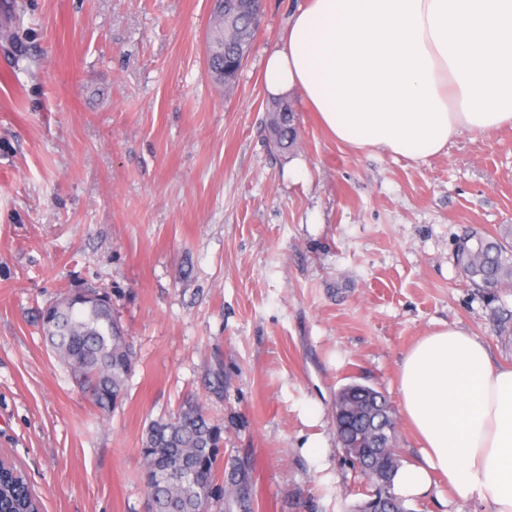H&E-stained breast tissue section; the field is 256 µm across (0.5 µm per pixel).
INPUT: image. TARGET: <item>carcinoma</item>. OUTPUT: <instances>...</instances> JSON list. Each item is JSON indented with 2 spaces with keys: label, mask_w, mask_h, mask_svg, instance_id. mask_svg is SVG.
I'll list each match as a JSON object with an SVG mask.
<instances>
[{
  "label": "carcinoma",
  "mask_w": 512,
  "mask_h": 512,
  "mask_svg": "<svg viewBox=\"0 0 512 512\" xmlns=\"http://www.w3.org/2000/svg\"><path fill=\"white\" fill-rule=\"evenodd\" d=\"M255 0H232L224 13H211L208 37V70L226 86L234 84L238 71L227 72V62L250 53L256 32ZM276 143L284 148L294 144L297 129L288 105L276 107ZM457 267L463 277L481 288L489 303L512 290V224H501L493 232L468 229L455 247ZM502 336H512V311L504 305L494 308ZM44 341L52 354L69 371L77 386L92 397L103 414L119 407L125 399V382L135 367V356L121 324L112 316L110 294L99 288H77L49 304L42 313ZM369 391L382 400L386 421L393 423L386 396L367 385L351 383L336 395V405L353 410L361 392ZM336 434L341 448L356 461L366 448L371 433L356 421L337 420ZM224 457L222 428L215 424L197 401L183 404L169 418L150 422L142 439L139 458L148 500L155 512H211L223 505L231 512L236 505L251 512V465L237 463L228 476L219 477ZM385 481L372 480L374 490L358 505L363 512L375 509L384 485H393L400 466L395 452L378 460ZM40 502L32 492L27 475L0 480V512H35Z\"/></svg>",
  "instance_id": "obj_1"
}]
</instances>
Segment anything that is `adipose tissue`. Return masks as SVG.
I'll return each mask as SVG.
<instances>
[{
  "instance_id": "obj_1",
  "label": "adipose tissue",
  "mask_w": 512,
  "mask_h": 512,
  "mask_svg": "<svg viewBox=\"0 0 512 512\" xmlns=\"http://www.w3.org/2000/svg\"><path fill=\"white\" fill-rule=\"evenodd\" d=\"M263 79L350 149L424 163L463 132L512 127V0H305ZM399 393L423 461L398 470L397 492L421 495L438 475L512 512V365L442 328L404 355Z\"/></svg>"
}]
</instances>
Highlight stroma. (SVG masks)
<instances>
[{
	"instance_id": "obj_1",
	"label": "stroma",
	"mask_w": 512,
	"mask_h": 512,
	"mask_svg": "<svg viewBox=\"0 0 512 512\" xmlns=\"http://www.w3.org/2000/svg\"><path fill=\"white\" fill-rule=\"evenodd\" d=\"M0 19V453L42 512H147L149 422L200 399L251 512H354L367 483L336 443L337 392H383L401 463L409 348L455 326L512 364L455 262L467 227L512 224V128L463 132L417 164L336 142L262 64L301 0H264L236 83L206 63L211 0H10ZM292 147L274 143L278 102ZM107 290L136 363L102 417L42 339L78 286ZM224 394L208 390L213 370ZM322 436L323 459L302 452ZM412 512H487L438 481Z\"/></svg>"
}]
</instances>
